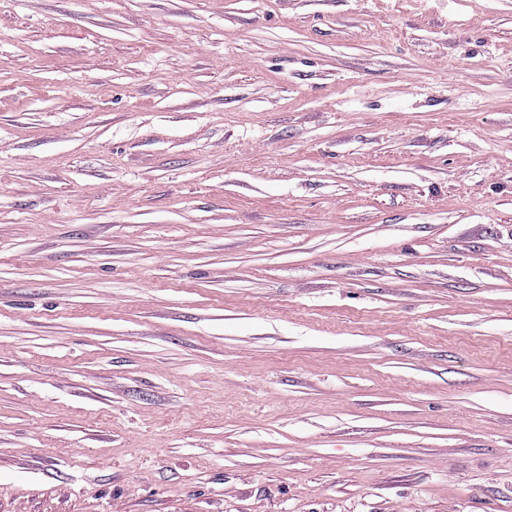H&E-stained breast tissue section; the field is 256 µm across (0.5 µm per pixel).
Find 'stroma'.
I'll return each mask as SVG.
<instances>
[{
  "instance_id": "1",
  "label": "stroma",
  "mask_w": 512,
  "mask_h": 512,
  "mask_svg": "<svg viewBox=\"0 0 512 512\" xmlns=\"http://www.w3.org/2000/svg\"><path fill=\"white\" fill-rule=\"evenodd\" d=\"M0 512H512V0H0Z\"/></svg>"
}]
</instances>
